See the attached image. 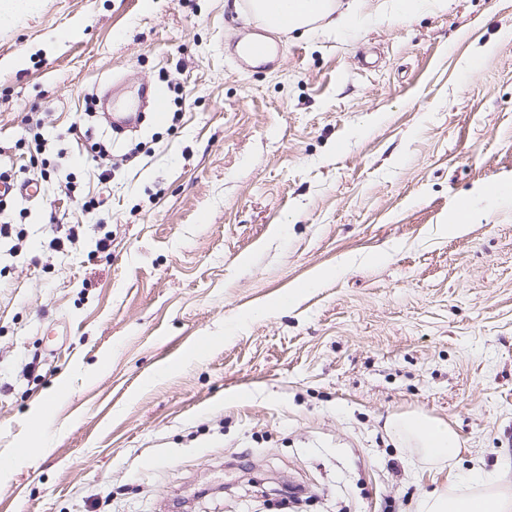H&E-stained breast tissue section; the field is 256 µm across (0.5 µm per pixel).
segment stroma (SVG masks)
Returning a JSON list of instances; mask_svg holds the SVG:
<instances>
[{"mask_svg":"<svg viewBox=\"0 0 512 512\" xmlns=\"http://www.w3.org/2000/svg\"><path fill=\"white\" fill-rule=\"evenodd\" d=\"M18 2L0 172L40 191L0 208V512H265L293 485L306 512H417L475 468L512 485V207L448 229L512 179V0L354 36L243 0ZM270 35L278 63L240 69ZM145 83L168 116L113 138L95 100ZM412 412L456 432L452 465L385 430ZM481 218V212L472 205L470 199H465L449 218L448 224L451 228L462 230L466 224H477Z\"/></svg>","mask_w":512,"mask_h":512,"instance_id":"1","label":"stroma"}]
</instances>
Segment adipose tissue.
Here are the masks:
<instances>
[{
  "mask_svg": "<svg viewBox=\"0 0 512 512\" xmlns=\"http://www.w3.org/2000/svg\"><path fill=\"white\" fill-rule=\"evenodd\" d=\"M261 14L272 15V28L300 29L328 17H336L345 32L354 33L366 27L368 18L353 9L336 12L333 0H257ZM390 429L412 440L425 457L434 461L454 458L460 452L457 434L447 423L421 413L397 416L390 420ZM468 481L479 484L482 494L465 493L444 488L423 499L419 512H512V494L503 490L502 481L493 472L468 474Z\"/></svg>",
  "mask_w": 512,
  "mask_h": 512,
  "instance_id": "obj_1",
  "label": "adipose tissue"
}]
</instances>
